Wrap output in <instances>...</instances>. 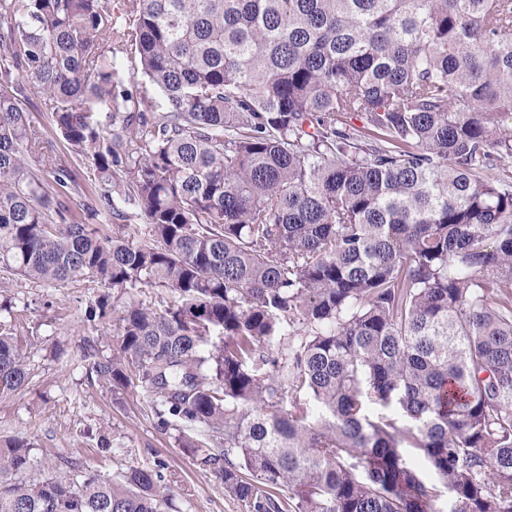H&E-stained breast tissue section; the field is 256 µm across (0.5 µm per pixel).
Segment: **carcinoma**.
<instances>
[{
	"mask_svg": "<svg viewBox=\"0 0 512 512\" xmlns=\"http://www.w3.org/2000/svg\"><path fill=\"white\" fill-rule=\"evenodd\" d=\"M509 161L512 0H0V281L112 290L90 370L248 512H438L406 443L447 512H512ZM32 450L0 444V512L173 508L160 458ZM29 95H30V103H31L30 109L33 111V117L36 120H38L39 122H41L43 125H45L47 132L49 133V136L52 138V140L54 142L55 152H56L58 158L62 162L68 161L69 160V151L67 149V145L55 135L54 131L52 130V128L49 124V119H48L46 112L39 111L38 107H40V103H39L40 93H38L37 90L32 89ZM36 108H38L39 112H36V110H37Z\"/></svg>",
	"mask_w": 512,
	"mask_h": 512,
	"instance_id": "cac0c4a2",
	"label": "carcinoma"
}]
</instances>
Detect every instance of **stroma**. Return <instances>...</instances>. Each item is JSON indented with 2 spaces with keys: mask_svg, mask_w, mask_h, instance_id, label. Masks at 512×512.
Returning a JSON list of instances; mask_svg holds the SVG:
<instances>
[{
  "mask_svg": "<svg viewBox=\"0 0 512 512\" xmlns=\"http://www.w3.org/2000/svg\"><path fill=\"white\" fill-rule=\"evenodd\" d=\"M97 294L84 281L47 288L18 278L0 288L18 326L32 332L28 384L0 395V441L25 439L34 444L36 458L77 457L109 477L159 457L182 512H247L183 453L176 430L159 426L137 388L111 389L90 375L95 356L113 348L100 326L83 320Z\"/></svg>",
  "mask_w": 512,
  "mask_h": 512,
  "instance_id": "obj_1",
  "label": "stroma"
}]
</instances>
